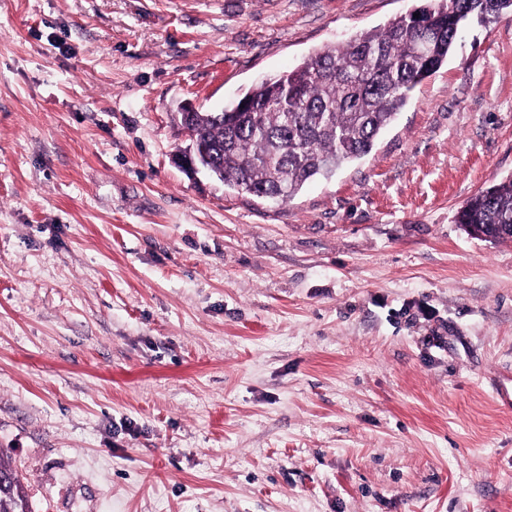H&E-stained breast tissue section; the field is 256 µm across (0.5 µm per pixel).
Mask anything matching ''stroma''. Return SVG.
Returning a JSON list of instances; mask_svg holds the SVG:
<instances>
[{
  "label": "stroma",
  "instance_id": "1",
  "mask_svg": "<svg viewBox=\"0 0 512 512\" xmlns=\"http://www.w3.org/2000/svg\"><path fill=\"white\" fill-rule=\"evenodd\" d=\"M420 0H0V449L31 512H512V15L292 200L180 105ZM458 222L475 224L490 242L512 238V179L490 187L472 197L460 209Z\"/></svg>",
  "mask_w": 512,
  "mask_h": 512
}]
</instances>
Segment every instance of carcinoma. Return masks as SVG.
I'll use <instances>...</instances> for the list:
<instances>
[{"mask_svg":"<svg viewBox=\"0 0 512 512\" xmlns=\"http://www.w3.org/2000/svg\"><path fill=\"white\" fill-rule=\"evenodd\" d=\"M508 14L512 0H427L248 88L242 107L190 113L196 142L224 185L286 202L370 154L410 92L448 61L465 25ZM458 222L493 242L511 239L512 179L468 200ZM0 512H31L21 477L1 453Z\"/></svg>","mask_w":512,"mask_h":512,"instance_id":"carcinoma-1","label":"carcinoma"}]
</instances>
